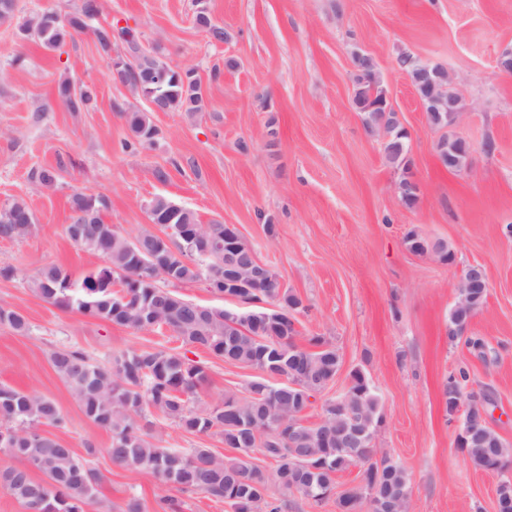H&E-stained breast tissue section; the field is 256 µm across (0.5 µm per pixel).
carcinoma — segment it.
<instances>
[{
    "instance_id": "cac0c4a2",
    "label": "carcinoma",
    "mask_w": 512,
    "mask_h": 512,
    "mask_svg": "<svg viewBox=\"0 0 512 512\" xmlns=\"http://www.w3.org/2000/svg\"><path fill=\"white\" fill-rule=\"evenodd\" d=\"M100 12L99 0H83L79 11L66 15L63 27L46 13L18 23L20 35L46 49L59 47L66 38L84 32L87 20ZM210 40L224 41V28L211 23L205 11L195 15ZM101 51L108 55L118 43L135 60L143 90L161 83L163 95L152 98L163 112H198L203 104L201 83L192 68L174 70L161 79L163 63L146 56L135 29L108 26L95 29ZM59 98L69 112L88 110L94 93L71 81L59 87ZM366 129L383 122L391 134L385 154L401 171L405 186L401 198L408 206L417 200L411 183L410 137L388 104L376 64L359 61L352 98ZM132 134L128 149L150 145L159 129L145 112H125ZM106 200L75 193L71 196V224L80 225L78 246L97 254L102 265L75 285L67 272L47 265L30 281V288L45 302L137 331L165 328L185 347L203 349L224 361L260 372L246 383L245 395L226 394L203 411L190 406L196 389L207 379L205 367L186 353L173 349L128 348L105 364L93 362L81 349L54 351L50 360L84 415L111 434L107 448L112 463L152 472L162 484L181 492L210 495L227 503L232 512H286L285 496L298 493L318 506L336 497V507H353L367 500L388 512H409L410 479L404 466L378 448L321 441L325 430L360 421L372 432L384 421L380 396L359 369L350 372L339 395L324 400L321 421L288 430V422L305 411L310 399L325 391L341 365L337 350L319 336L307 339L292 329L288 317L298 318L307 306L298 294L279 287L278 279L249 288H224V225L203 224L197 215L165 196L147 205L154 224H178L182 232L161 238L144 231L140 248L130 249L129 238L104 222ZM34 213L23 199L0 208V239L17 240L31 234ZM205 280L216 293L239 297L234 308L205 306L175 292L183 284ZM274 303L279 316L262 307ZM0 324L19 333L29 330L26 319L0 305ZM174 423L190 435L216 434L232 455L209 448H165L159 445L153 415ZM65 419L55 400L34 391L0 385V454L21 460L20 466H0V488L23 505L43 501L44 512H85L101 482L91 457L96 449L77 454L48 427L62 428ZM481 433L491 447L463 449L477 469L502 473L512 470V446L494 428ZM272 460L267 473L255 462V450ZM360 468L356 484L337 490L336 474ZM37 471L41 479L33 477ZM277 487L282 497L272 492Z\"/></svg>"
}]
</instances>
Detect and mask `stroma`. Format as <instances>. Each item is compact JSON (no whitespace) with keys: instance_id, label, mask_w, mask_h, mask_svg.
<instances>
[{"instance_id":"35a3bbf8","label":"stroma","mask_w":512,"mask_h":512,"mask_svg":"<svg viewBox=\"0 0 512 512\" xmlns=\"http://www.w3.org/2000/svg\"><path fill=\"white\" fill-rule=\"evenodd\" d=\"M88 30L58 49L23 40L0 25V204L27 201L37 223L19 240H0V305L27 320L26 333L0 325V383L53 398L66 425L58 435L76 452L94 446L103 476L86 512H230L202 493L163 486L149 472L114 466L109 434L91 423L56 376L50 356L82 349L105 363L134 347L180 348L170 332L136 331L60 310L30 288L44 266H61L79 282L101 258L68 234L70 197L106 198V223L133 237L150 224L147 203L164 195L202 223L232 224L304 300L303 335L338 351L342 366L325 397L340 393L352 370L365 372L382 400L384 423L374 444L407 470L410 512H496L497 479L476 469L458 447L459 419L449 416L444 385L467 370L466 393H493L491 425L512 444V73L497 58L512 48V0H100ZM205 11L224 28L215 43L195 23ZM137 29L143 47L169 65L194 68L203 111L155 112L151 146L124 149V118L146 111L143 98L112 80V60L94 28ZM371 56L386 97L410 133L418 200L406 206L381 136L370 134L352 106L354 51ZM447 69L465 105L452 134L473 152L467 169L438 161L441 129L429 124L400 52ZM236 68H224L225 59ZM219 76H212L214 65ZM70 80L93 87L85 112L66 111L58 88ZM276 137H269V130ZM56 168L55 188L37 187L33 171ZM446 242L453 263L417 254L408 234ZM483 265L487 300L466 338L448 339L456 285ZM485 342L483 351L467 337ZM193 360L208 379L195 409L227 393L243 394L256 371L204 350Z\"/></svg>"}]
</instances>
